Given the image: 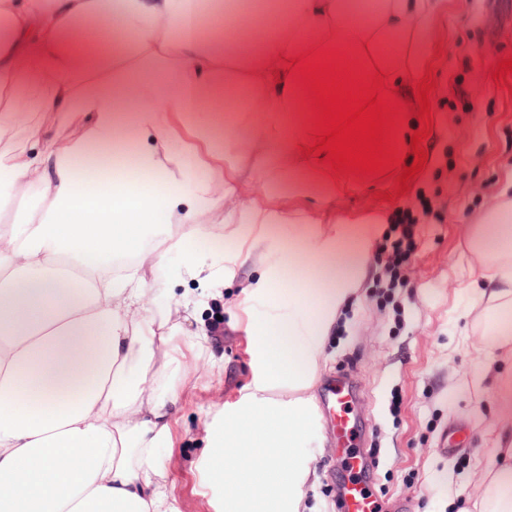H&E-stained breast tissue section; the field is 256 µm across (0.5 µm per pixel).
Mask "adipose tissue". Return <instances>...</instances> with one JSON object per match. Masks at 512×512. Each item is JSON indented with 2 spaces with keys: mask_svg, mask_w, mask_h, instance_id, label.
Returning <instances> with one entry per match:
<instances>
[{
  "mask_svg": "<svg viewBox=\"0 0 512 512\" xmlns=\"http://www.w3.org/2000/svg\"><path fill=\"white\" fill-rule=\"evenodd\" d=\"M440 0H239L231 16L200 0H0V512H173L159 450L172 438L171 382L207 327L183 333L179 306L156 305L147 280L166 253L145 236L182 226L206 240L225 202L261 273L250 297L288 313L249 333L261 365L237 404L240 425L212 448L209 478L224 512H306L307 466L294 443L314 414L308 391L339 310L363 284L374 240L336 218V200L367 176L337 174L307 150L312 112L286 65L336 51L408 99L428 64ZM120 17L134 49L102 54L84 23ZM209 21L217 40L200 37ZM241 113L224 150L222 112ZM134 140L105 171L94 148ZM299 225L316 255L343 252L332 288L266 247ZM490 285L474 304L512 307V235L474 231ZM224 255L188 250L180 278L218 295ZM287 391V400L277 399ZM483 474L481 512H512V432L501 431ZM248 469L274 478L243 485Z\"/></svg>",
  "mask_w": 512,
  "mask_h": 512,
  "instance_id": "1",
  "label": "adipose tissue"
}]
</instances>
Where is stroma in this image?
Masks as SVG:
<instances>
[{"mask_svg":"<svg viewBox=\"0 0 512 512\" xmlns=\"http://www.w3.org/2000/svg\"><path fill=\"white\" fill-rule=\"evenodd\" d=\"M431 22L429 65L436 86L430 95L433 122L423 142L427 163L405 195L387 177L340 197L336 216L370 212L383 219L377 245L391 234L388 217L398 208H417V192L432 201L422 217L414 248L397 277L368 261L358 299L342 313L330 336L311 393L320 397L330 375L354 371L356 404L367 420L355 453L375 456L373 479L349 470L321 418H314L296 443L297 458L313 469L304 487L312 512H336L331 476L362 481L376 512H473L483 493L486 448L500 430L512 428V409L497 399L500 373L487 368L496 350L482 308L472 303L474 270L470 247L477 216L497 202L512 176V74L494 81L495 69L512 57V0H498L494 39L483 44L471 26L469 0H441ZM470 93L468 106H451L456 77ZM181 255L170 252L152 277L155 301L200 302L205 320H220L206 350L190 363L174 408V435L160 455L175 512H216L223 497L203 466L210 436L235 428V404L253 377L247 327L269 320L264 302L242 308L243 290L260 270L236 266L221 296L196 282L176 279ZM466 429L464 443L445 450V436Z\"/></svg>","mask_w":512,"mask_h":512,"instance_id":"1","label":"stroma"}]
</instances>
